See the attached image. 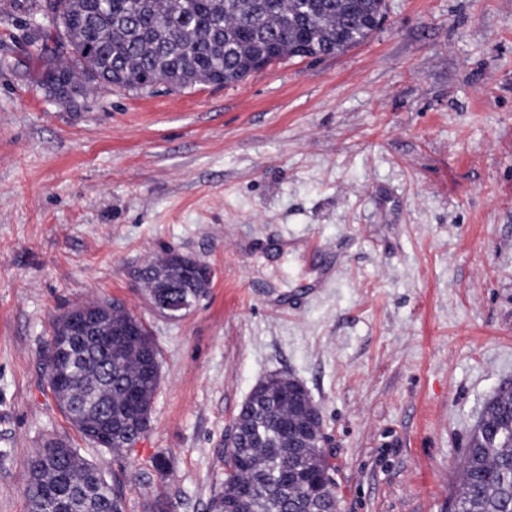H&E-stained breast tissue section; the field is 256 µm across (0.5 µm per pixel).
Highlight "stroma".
<instances>
[{
    "instance_id": "35a3bbf8",
    "label": "stroma",
    "mask_w": 512,
    "mask_h": 512,
    "mask_svg": "<svg viewBox=\"0 0 512 512\" xmlns=\"http://www.w3.org/2000/svg\"><path fill=\"white\" fill-rule=\"evenodd\" d=\"M386 5L339 55L62 106L27 58L35 0H0V512H28L51 439L119 478L126 512L147 491L208 512L273 373L321 409L341 512H448L512 384V0ZM169 249L211 269L177 319L138 278ZM96 298L159 351L149 428L119 454L81 437L45 365L53 319Z\"/></svg>"
}]
</instances>
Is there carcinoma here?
Returning a JSON list of instances; mask_svg holds the SVG:
<instances>
[{
    "label": "carcinoma",
    "mask_w": 512,
    "mask_h": 512,
    "mask_svg": "<svg viewBox=\"0 0 512 512\" xmlns=\"http://www.w3.org/2000/svg\"><path fill=\"white\" fill-rule=\"evenodd\" d=\"M58 14L55 31L37 29L31 44L41 70L66 79L75 97L97 89L146 92V84L172 90L198 84H235L264 66L290 58L319 59L342 53L370 38L385 0H38ZM54 48H48V42ZM195 260L169 252L148 264L140 279L149 300L161 306L186 293L203 296L209 283L193 288ZM82 304L92 317L75 354L64 365L71 385L55 392L69 422L88 442L98 431L112 451L136 443L146 432L160 381L158 351L146 326L124 306ZM128 330L103 347L107 322ZM308 390L297 379L272 375L253 388L234 420L224 486L209 512H336L339 496L322 448L306 447L308 425L300 411ZM262 434L253 431L255 422ZM512 385L500 387L467 441L461 478L449 512H512ZM29 512H124L120 482L109 483L77 449L51 441L27 461ZM250 487V495L242 494Z\"/></svg>",
    "instance_id": "carcinoma-1"
}]
</instances>
